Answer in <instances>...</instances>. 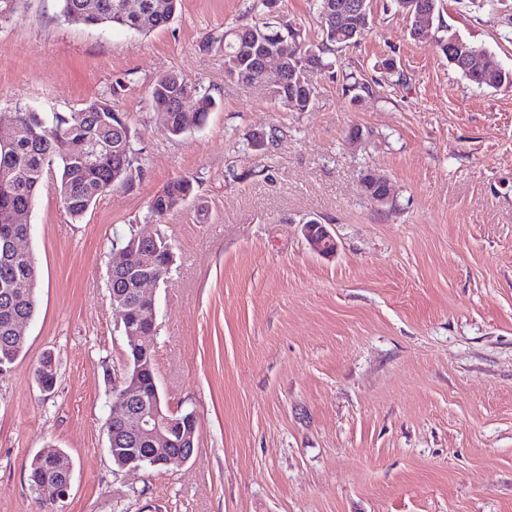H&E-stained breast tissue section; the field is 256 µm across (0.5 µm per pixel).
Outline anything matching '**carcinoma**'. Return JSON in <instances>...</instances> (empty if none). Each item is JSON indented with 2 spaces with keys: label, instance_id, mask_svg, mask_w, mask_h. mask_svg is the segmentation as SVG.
Returning a JSON list of instances; mask_svg holds the SVG:
<instances>
[{
  "label": "carcinoma",
  "instance_id": "obj_1",
  "mask_svg": "<svg viewBox=\"0 0 512 512\" xmlns=\"http://www.w3.org/2000/svg\"><path fill=\"white\" fill-rule=\"evenodd\" d=\"M63 13L82 23L109 30L114 27L136 33H148L167 26L173 20L180 0H139L137 12L122 9L123 0H62ZM264 0H252L250 13L255 21L224 31V67L226 75L250 84L263 75L262 56L274 51L282 37L294 43L284 72L273 83L274 99L289 112H306L313 104L316 87L310 75L333 68L325 57L333 47H347L366 36L372 18L354 19L360 34L338 28L318 19L322 40L318 44L302 41L301 31L289 32L265 16ZM477 88L512 85V70L476 71L460 68ZM153 106L168 113L172 135L179 137L187 127H202L216 107V100L198 88L190 87L181 75L172 73L165 83L151 87ZM17 132L13 142L0 145V172L11 171L17 179L0 183V241L7 235H19L24 225L11 222V216L34 206L38 192L49 179L71 219L79 222L90 207L105 193L133 183L142 171V157L134 148V134L126 117L109 99L88 102L76 112L49 118L43 112L30 111V105L16 107ZM193 181L179 177L169 181L151 200L150 216L159 220L194 197ZM151 270L167 275L166 265L174 262L175 253L168 237L156 234V241L145 249ZM119 286L127 303L129 322L146 336L155 335L152 308L138 301L127 273L118 274ZM38 267L33 256L7 258L0 251V368L11 365L25 350L27 337L20 328L31 322L36 313ZM40 388L51 391L57 383V370L51 356H45L34 371ZM142 400L146 403L163 399L157 391V368L149 366L140 375ZM109 448H146L143 441L122 426L107 427ZM62 476L48 459L35 457L29 467L28 481L36 489L47 480Z\"/></svg>",
  "mask_w": 512,
  "mask_h": 512
}]
</instances>
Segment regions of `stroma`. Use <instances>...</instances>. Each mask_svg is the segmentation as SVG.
<instances>
[{
	"mask_svg": "<svg viewBox=\"0 0 512 512\" xmlns=\"http://www.w3.org/2000/svg\"><path fill=\"white\" fill-rule=\"evenodd\" d=\"M248 5L181 0L147 34L89 27L62 0L0 22V116L114 97L143 158L82 221L50 184L27 217L37 311L0 372V512H42L27 476L50 445L73 464L62 512H512V85L475 89L433 45L446 28L512 69V0H440L425 42L370 0L371 32L313 74L307 112L226 76L224 32ZM173 72L218 103L178 138L149 96ZM367 172L392 203L363 193ZM177 177L197 202L149 221ZM311 217L335 254L310 249ZM143 229L176 247L153 291L156 363L198 432L181 467L128 471L107 451L126 342L106 267L114 234ZM46 353L51 394L33 375ZM311 218L302 222L303 234L311 250L319 255L329 256L337 251L338 243L335 236L325 224H315Z\"/></svg>",
	"mask_w": 512,
	"mask_h": 512,
	"instance_id": "35a3bbf8",
	"label": "stroma"
}]
</instances>
